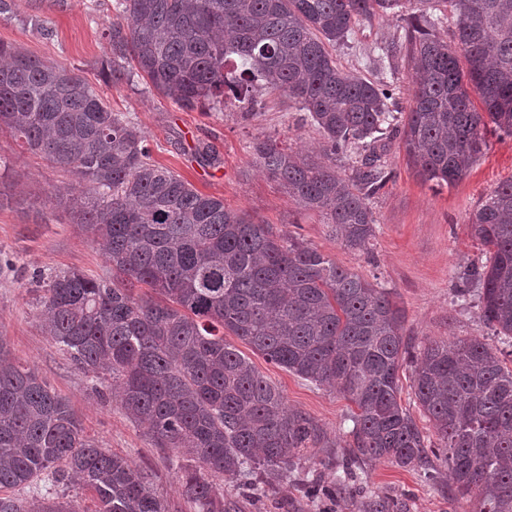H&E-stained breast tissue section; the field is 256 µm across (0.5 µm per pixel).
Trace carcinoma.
<instances>
[{
  "instance_id": "carcinoma-1",
  "label": "carcinoma",
  "mask_w": 512,
  "mask_h": 512,
  "mask_svg": "<svg viewBox=\"0 0 512 512\" xmlns=\"http://www.w3.org/2000/svg\"><path fill=\"white\" fill-rule=\"evenodd\" d=\"M415 3L424 8L404 13ZM114 9L101 32L112 86L140 80L185 111L222 110L230 95L251 109L261 95L296 104L321 132L323 157L271 139L254 140L251 152L348 250L376 236L370 201L386 182V139L400 136L423 181L452 186L488 147L489 126L512 137V0H116ZM402 13L404 36L383 47L379 80L345 71L330 52L359 22ZM449 20L445 41L438 27ZM401 65L412 78L402 120L390 108ZM0 132L77 179L54 196L78 208L119 274L40 278L45 332L93 381L111 378L109 392L160 447L221 478L277 475L327 447L319 422L288 408L224 341L228 332L356 407L343 477L311 480V497L364 492L352 486L361 461L426 471L436 461L473 512H512V369L487 337L411 352L389 289L154 164L144 131L81 75L4 42ZM354 156L350 174L338 171ZM471 236L492 255L466 278L480 287L479 319L512 340V179L476 210ZM405 365L435 442L401 405ZM71 475L98 512H167L147 474L87 441L68 403L0 340V491ZM179 480L199 512H224L201 472L182 468ZM0 512L72 510L0 496Z\"/></svg>"
}]
</instances>
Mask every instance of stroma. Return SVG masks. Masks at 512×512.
<instances>
[{
    "instance_id": "stroma-1",
    "label": "stroma",
    "mask_w": 512,
    "mask_h": 512,
    "mask_svg": "<svg viewBox=\"0 0 512 512\" xmlns=\"http://www.w3.org/2000/svg\"><path fill=\"white\" fill-rule=\"evenodd\" d=\"M18 13L0 18V41L21 47L42 59L76 67L117 112L131 116L148 137L152 159L190 182L199 192L223 197L226 205L255 221L271 225L318 248L337 265L392 292L404 315V334L413 348L432 341H453L488 335L479 321L477 295L456 297L468 272L486 255L470 234L469 224L481 200L499 183L512 178V138L490 136L489 149L472 171L452 186L422 182L409 165L399 139L389 141L384 156L388 179L371 200L376 236L368 249H344L319 214L306 212L268 178L249 149L254 138L267 136L301 152L318 151L323 137L287 98L267 101L243 118L237 101L228 98L223 111L205 107L183 111L150 90L112 87L100 76V62L109 53L101 37L112 17L113 0H66L44 7L47 26L39 31L27 23V0H17ZM396 18L375 17L357 27L350 43L336 47L339 64L374 80L372 48L399 35ZM212 145L218 160L200 162L198 144ZM0 156L10 161L0 170V339L12 357L34 368L47 386L65 398L81 423L85 437L97 447L125 457L147 472L156 495L169 512H198L178 478L184 459L175 450L158 447L143 425L131 420L108 391L95 390L91 378L47 336L36 304L34 275L80 270L97 278L112 277V264L92 237L82 231L76 210L53 196L67 173L43 159L22 152L0 133ZM256 369L284 393L288 407L303 411L323 427L328 449L302 461L294 471L263 473L234 480L214 479L216 500L224 512H327L328 503L311 499L305 482L318 478L335 483L338 462L348 457L352 404L336 391L297 377L261 355H252ZM356 473L367 490L397 500L403 512H472L473 505L455 499L447 468L434 480L419 469L386 461L360 464ZM265 489L255 495L250 481Z\"/></svg>"
}]
</instances>
